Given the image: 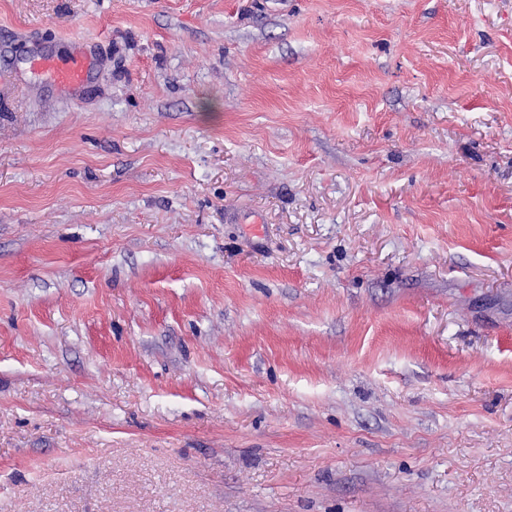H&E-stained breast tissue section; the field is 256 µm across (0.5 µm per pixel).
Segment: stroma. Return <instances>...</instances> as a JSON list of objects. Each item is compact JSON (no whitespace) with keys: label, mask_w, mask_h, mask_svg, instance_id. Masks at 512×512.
Masks as SVG:
<instances>
[{"label":"stroma","mask_w":512,"mask_h":512,"mask_svg":"<svg viewBox=\"0 0 512 512\" xmlns=\"http://www.w3.org/2000/svg\"><path fill=\"white\" fill-rule=\"evenodd\" d=\"M0 512H512V0H0ZM33 65L38 69L45 68L50 71L58 83L74 87L87 81L91 69L88 54L80 51H72L65 58L40 55L34 59Z\"/></svg>","instance_id":"1"}]
</instances>
